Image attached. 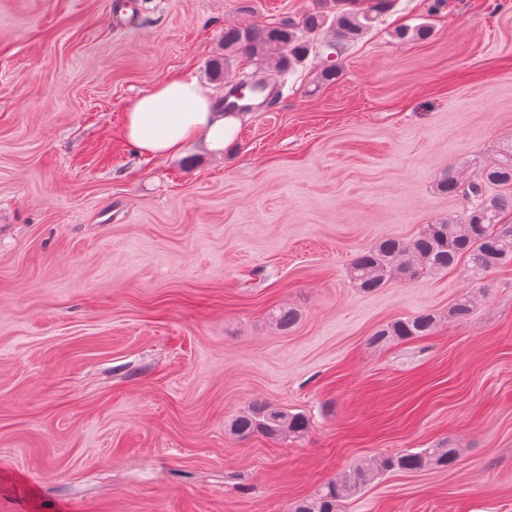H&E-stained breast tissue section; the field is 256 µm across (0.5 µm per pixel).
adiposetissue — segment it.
Here are the masks:
<instances>
[{"mask_svg":"<svg viewBox=\"0 0 512 512\" xmlns=\"http://www.w3.org/2000/svg\"><path fill=\"white\" fill-rule=\"evenodd\" d=\"M238 125V113L222 111L209 88L173 75L134 99L125 115L124 135L157 157L180 155L198 139L220 156L234 141Z\"/></svg>","mask_w":512,"mask_h":512,"instance_id":"ef3b65f1","label":"adipose tissue"}]
</instances>
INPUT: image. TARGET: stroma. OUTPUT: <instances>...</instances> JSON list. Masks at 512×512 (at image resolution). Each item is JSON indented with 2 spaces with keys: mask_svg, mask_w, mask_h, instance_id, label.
Returning <instances> with one entry per match:
<instances>
[{
  "mask_svg": "<svg viewBox=\"0 0 512 512\" xmlns=\"http://www.w3.org/2000/svg\"><path fill=\"white\" fill-rule=\"evenodd\" d=\"M324 82L323 35L222 157L123 135L231 23L314 0H0V512H289L364 459L453 448L338 512H512V264L370 291L353 259L459 214L438 190L512 141V0H393ZM430 26L400 40L403 25ZM468 317L449 318L462 297ZM294 309L291 328L270 315ZM431 313V335L372 343ZM256 401L300 438L242 439ZM308 426L307 418L300 413H290L266 402H254L232 419L229 430L241 438L256 433L270 439L298 438L307 432Z\"/></svg>",
  "mask_w": 512,
  "mask_h": 512,
  "instance_id": "obj_1",
  "label": "stroma"
}]
</instances>
